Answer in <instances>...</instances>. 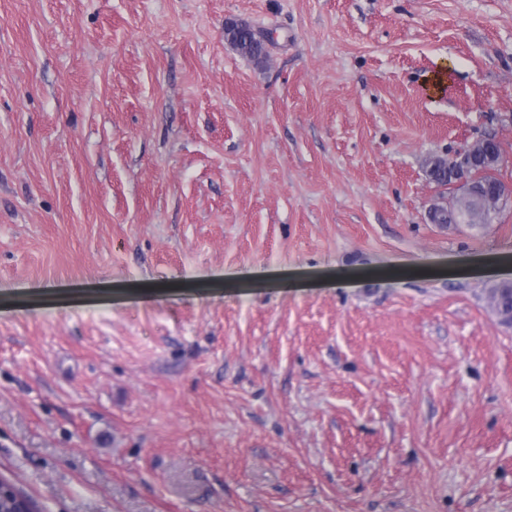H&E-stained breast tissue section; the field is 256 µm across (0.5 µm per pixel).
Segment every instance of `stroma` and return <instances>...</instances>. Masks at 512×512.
<instances>
[{"mask_svg": "<svg viewBox=\"0 0 512 512\" xmlns=\"http://www.w3.org/2000/svg\"><path fill=\"white\" fill-rule=\"evenodd\" d=\"M267 39L257 64L227 21ZM512 0H0V476L40 512H512ZM482 140L483 139H478L475 142H473L469 147L453 154L451 156L452 160L448 163V168L451 169L452 176L456 180L455 188L457 190L463 189L462 193L467 192V187L465 185L469 180V171L477 161V159L474 156V150ZM489 298L502 316L503 322L512 323V285L494 284L489 288Z\"/></svg>", "mask_w": 512, "mask_h": 512, "instance_id": "1", "label": "stroma"}]
</instances>
